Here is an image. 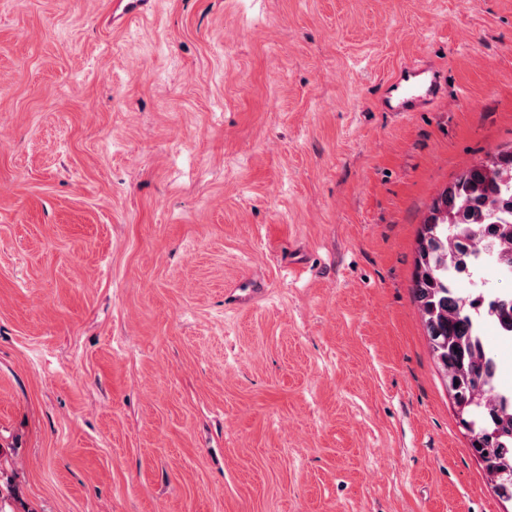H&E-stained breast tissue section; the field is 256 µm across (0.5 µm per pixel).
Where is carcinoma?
Here are the masks:
<instances>
[{
    "label": "carcinoma",
    "mask_w": 512,
    "mask_h": 512,
    "mask_svg": "<svg viewBox=\"0 0 512 512\" xmlns=\"http://www.w3.org/2000/svg\"><path fill=\"white\" fill-rule=\"evenodd\" d=\"M488 262L512 271V151L467 169L433 200L417 241L412 294L432 351L458 385L452 396L461 421L473 427L470 448L506 470L494 492L512 500V391L497 385L498 365L482 335L484 320L499 319L512 334V293L463 297L459 275Z\"/></svg>",
    "instance_id": "cac0c4a2"
}]
</instances>
